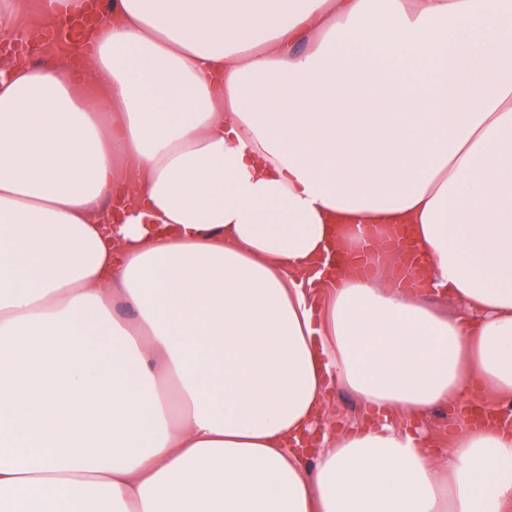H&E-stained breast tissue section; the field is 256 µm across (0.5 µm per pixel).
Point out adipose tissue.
Segmentation results:
<instances>
[{"label": "adipose tissue", "mask_w": 512, "mask_h": 512, "mask_svg": "<svg viewBox=\"0 0 512 512\" xmlns=\"http://www.w3.org/2000/svg\"><path fill=\"white\" fill-rule=\"evenodd\" d=\"M88 36L0 76V512H512L511 430L418 425L512 399V0ZM398 226L422 264L359 273ZM332 404L336 415V430L343 431L353 424L369 422L370 414L364 412L355 399L346 392L335 390ZM425 427L434 435L436 448L443 452L450 448L452 434L460 427V422L454 423L448 410H438L425 420Z\"/></svg>", "instance_id": "1"}]
</instances>
